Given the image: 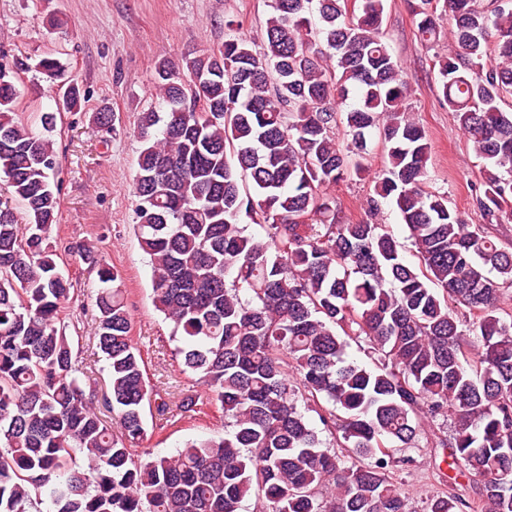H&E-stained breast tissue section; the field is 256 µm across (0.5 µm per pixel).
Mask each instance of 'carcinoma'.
Listing matches in <instances>:
<instances>
[{
    "mask_svg": "<svg viewBox=\"0 0 512 512\" xmlns=\"http://www.w3.org/2000/svg\"><path fill=\"white\" fill-rule=\"evenodd\" d=\"M386 0H273L260 48L235 20L224 49L164 60V111L142 113L135 222L153 303L182 345L183 371L211 390L224 437L135 458L145 405L168 410L130 336L119 272L100 264L95 338L117 436L74 376L57 327L71 281L50 241L58 165L50 136L16 121L0 73V512H408L389 475L398 447L435 438L476 497L441 492L425 512H512V250L424 189L430 153L409 116V78L382 31ZM439 40L438 91L485 161L484 221L512 217V5L410 2ZM37 67L63 75L52 57ZM358 101L348 103L350 93ZM85 93L71 79L67 110ZM385 154L365 218L341 223L326 189L363 170L372 130ZM23 205L18 212L13 202ZM393 204L417 262L374 222ZM255 224L265 236L246 234ZM364 343L365 365L344 358ZM315 416L321 429L312 426ZM451 416L452 437L431 423ZM340 449L320 437L336 438Z\"/></svg>",
    "mask_w": 512,
    "mask_h": 512,
    "instance_id": "obj_1",
    "label": "carcinoma"
}]
</instances>
